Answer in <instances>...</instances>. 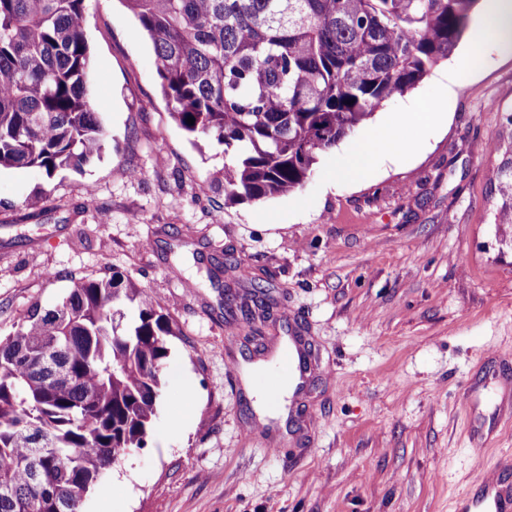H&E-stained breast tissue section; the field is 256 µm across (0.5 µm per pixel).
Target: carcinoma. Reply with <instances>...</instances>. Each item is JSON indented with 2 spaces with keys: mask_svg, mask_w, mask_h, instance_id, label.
Wrapping results in <instances>:
<instances>
[{
  "mask_svg": "<svg viewBox=\"0 0 512 512\" xmlns=\"http://www.w3.org/2000/svg\"><path fill=\"white\" fill-rule=\"evenodd\" d=\"M86 0H0V168L82 170L104 132L89 98ZM149 38L171 115L224 145V201L286 196L318 156L420 83L479 0H122ZM195 122H187L188 117ZM512 224V157L500 168ZM138 320L122 324V299ZM173 320L114 272L0 336V512H84L143 448Z\"/></svg>",
  "mask_w": 512,
  "mask_h": 512,
  "instance_id": "obj_1",
  "label": "carcinoma"
}]
</instances>
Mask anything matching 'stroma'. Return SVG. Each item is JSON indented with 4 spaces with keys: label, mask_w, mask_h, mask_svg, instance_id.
Masks as SVG:
<instances>
[{
    "label": "stroma",
    "mask_w": 512,
    "mask_h": 512,
    "mask_svg": "<svg viewBox=\"0 0 512 512\" xmlns=\"http://www.w3.org/2000/svg\"><path fill=\"white\" fill-rule=\"evenodd\" d=\"M482 21L475 11L447 60L322 153L302 189L228 205L223 146L171 118L122 0H89L104 149L80 172L0 171V336L32 304L115 271L159 298L180 334L146 446L85 512H455L512 456V231L496 221L512 54ZM429 106L447 123L411 121ZM383 125L399 140L343 176ZM259 291L267 314L246 321ZM292 336L307 374L292 421L265 424L243 369Z\"/></svg>",
    "instance_id": "stroma-1"
}]
</instances>
